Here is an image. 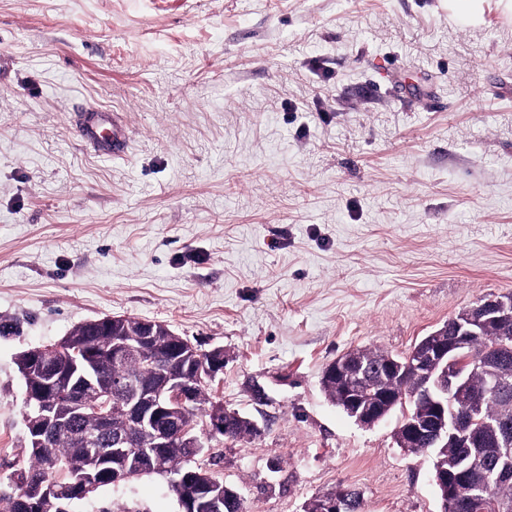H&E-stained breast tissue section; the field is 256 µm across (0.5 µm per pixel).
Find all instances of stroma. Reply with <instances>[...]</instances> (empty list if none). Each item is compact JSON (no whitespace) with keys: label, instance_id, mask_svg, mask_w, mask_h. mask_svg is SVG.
Returning a JSON list of instances; mask_svg holds the SVG:
<instances>
[{"label":"stroma","instance_id":"obj_1","mask_svg":"<svg viewBox=\"0 0 512 512\" xmlns=\"http://www.w3.org/2000/svg\"><path fill=\"white\" fill-rule=\"evenodd\" d=\"M121 113L126 156L77 109ZM512 291V21L448 0H0V493L28 349L107 315L224 350L214 400L260 434L212 470L247 512L358 489L441 512L432 452L336 407L325 367L395 354ZM265 397L256 400L255 388ZM71 512H181L165 477ZM78 133L84 143L98 153L108 157H119L127 149V137L117 125L114 114L103 112L94 107L81 111Z\"/></svg>","mask_w":512,"mask_h":512}]
</instances>
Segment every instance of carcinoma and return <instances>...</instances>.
Returning <instances> with one entry per match:
<instances>
[{"label": "carcinoma", "instance_id": "obj_1", "mask_svg": "<svg viewBox=\"0 0 512 512\" xmlns=\"http://www.w3.org/2000/svg\"><path fill=\"white\" fill-rule=\"evenodd\" d=\"M159 336L147 352L113 363L109 358L112 340L121 338L130 326L119 317L107 323L84 322L59 343L55 352V363L63 376L59 378L60 391L54 405L56 419L66 426L68 432L54 434L49 445L38 447L30 439H24L26 462L18 471L33 478L48 480L62 495L69 494V475L84 467L89 455L75 446L72 434L91 433L95 419L89 411L72 400L67 389L80 386L89 379L97 383L98 390L91 391L87 400L98 401V391L112 388V381L133 376L140 383L139 397L169 392L172 376L166 362L177 333L171 326L157 323ZM422 342H417L405 355H394L380 348L363 349L364 357L373 362L388 361L395 365L399 377L385 380L383 385L410 394L416 390L417 382L411 362L421 356ZM466 352L483 363L470 376L469 388L455 397V404L464 407L470 396H481L482 414L488 430L481 432L480 442L472 448L460 443L447 448H436V461L456 463L466 458L472 465V484L483 487L493 498L500 512H512V444L506 448H495L491 442L506 432L512 437V327L505 335L486 334L471 338ZM211 382L196 384L192 397L175 405L179 430L172 433L164 448L155 446L153 427L145 425L137 431L128 432L130 426L125 413L124 398L112 396V438L99 442L90 440L89 448L94 453L114 458L123 457L133 465V478L149 475L166 476L181 480L186 489L197 486L208 488V492L219 496L232 491L231 499L224 501V512H245V497L240 488L226 485L198 460L200 452L186 446L185 440L201 429L208 418L229 417L233 424L224 437L238 439L253 435L250 418L224 410V404L212 401L209 389Z\"/></svg>", "mask_w": 512, "mask_h": 512}]
</instances>
